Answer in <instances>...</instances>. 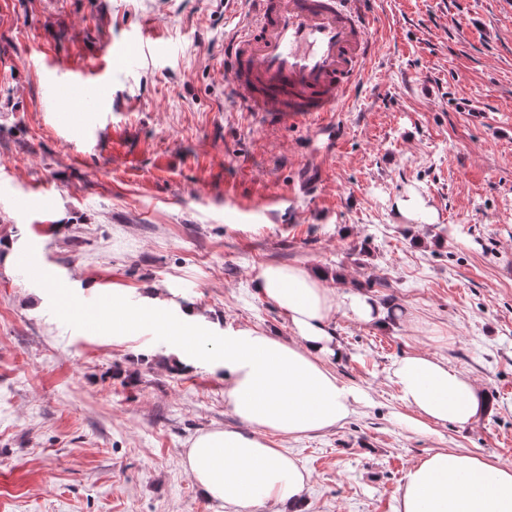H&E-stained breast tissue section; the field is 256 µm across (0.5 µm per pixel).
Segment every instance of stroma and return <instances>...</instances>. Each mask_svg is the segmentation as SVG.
<instances>
[{
	"mask_svg": "<svg viewBox=\"0 0 512 512\" xmlns=\"http://www.w3.org/2000/svg\"><path fill=\"white\" fill-rule=\"evenodd\" d=\"M366 8L356 97L332 122L269 127L225 94L241 20L226 0H0V512H217L182 456L236 424L207 365L173 371L160 334L85 332L22 254L81 301L160 288L170 316L206 310L212 347L228 329L290 337L253 288L269 263L411 313L418 329L337 315L332 369L365 400L336 428L273 437L310 475L302 512H395L408 470L440 450L512 466V5ZM134 41L82 94L109 127L74 144L58 122L67 72ZM412 188L432 222L397 212ZM414 352L471 377L486 412L402 424L389 373Z\"/></svg>",
	"mask_w": 512,
	"mask_h": 512,
	"instance_id": "35a3bbf8",
	"label": "stroma"
}]
</instances>
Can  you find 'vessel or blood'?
<instances>
[{"label":"vessel or blood","mask_w":512,"mask_h":512,"mask_svg":"<svg viewBox=\"0 0 512 512\" xmlns=\"http://www.w3.org/2000/svg\"><path fill=\"white\" fill-rule=\"evenodd\" d=\"M364 0H247L225 38V92L271 126L327 117L371 53Z\"/></svg>","instance_id":"obj_1"}]
</instances>
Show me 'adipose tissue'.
Segmentation results:
<instances>
[{
	"mask_svg": "<svg viewBox=\"0 0 512 512\" xmlns=\"http://www.w3.org/2000/svg\"><path fill=\"white\" fill-rule=\"evenodd\" d=\"M254 288L287 315L293 337L286 341L251 328L225 331L211 366L224 377V401L239 425L198 434L183 458L197 488L222 512L297 501L308 472L296 457L273 447L269 437L298 439L349 418L363 394L328 366L343 355L334 317L340 312L379 325L386 320L385 307L370 294L336 292L323 274L304 266L264 265ZM207 322L204 310L190 306L181 320L158 323L172 341L178 368L197 365ZM188 336L196 338L195 348H185ZM390 379L412 412L407 423L414 428L468 424L483 408L469 377L428 354L403 357ZM396 512H512V467L480 456L435 452L406 474Z\"/></svg>",
	"mask_w": 512,
	"mask_h": 512,
	"instance_id": "ef3b65f1",
	"label": "adipose tissue"
}]
</instances>
